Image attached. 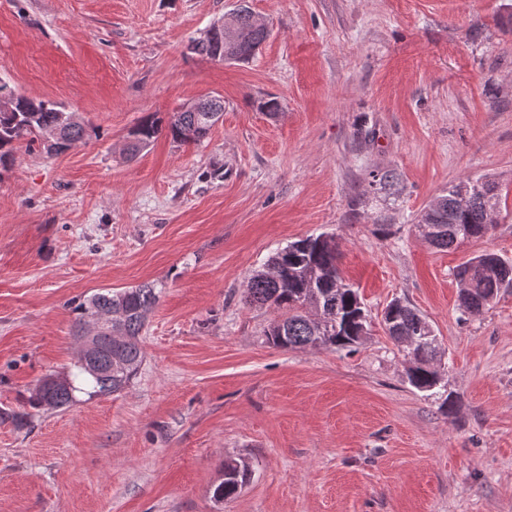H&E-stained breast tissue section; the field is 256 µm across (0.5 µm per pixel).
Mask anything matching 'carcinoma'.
Returning a JSON list of instances; mask_svg holds the SVG:
<instances>
[{
    "mask_svg": "<svg viewBox=\"0 0 512 512\" xmlns=\"http://www.w3.org/2000/svg\"><path fill=\"white\" fill-rule=\"evenodd\" d=\"M234 27L217 31L205 38L193 39L188 45L191 54L224 63H246L269 38L268 28L256 19L247 0H239L233 9ZM8 99L0 101V167L14 161L15 153L30 150L38 144L48 154H58L74 143L92 138L96 129L77 112H67L52 100L33 99L0 85ZM220 112H192L179 108L170 113L167 123L148 117L131 131L128 146L131 155L139 153L167 130L173 142L199 143L208 138L219 122ZM458 185L434 199V206L422 211L418 223L435 228L427 242L446 249L459 239H481L493 226L483 205V194L473 195L469 206L461 208ZM460 285L461 306L472 315H479L504 288H512V263L497 260V254H479L456 269ZM344 278L336 261L333 238L311 235L291 242L272 256L264 268L253 273L245 286V302L268 305L278 312L266 336L269 344L281 349L306 347H347L360 340L357 320L364 311L353 288L337 287ZM160 289L151 283L120 290L98 292L74 307V336H80L83 325L93 314H115L112 325L100 328L95 340L94 364L75 363L77 375L87 388L69 380L65 385L37 386L25 399L32 410L64 409L76 402V393L90 397L119 393L137 375L144 352L139 336L159 301ZM394 310L397 326L402 330L416 327L424 317L412 306L399 300ZM424 360L413 359L407 374L408 382L418 390L434 388L437 370L426 359L435 349L421 351ZM246 482V475L237 470L236 461H224V478L215 486L213 498L221 502L234 497Z\"/></svg>",
    "mask_w": 512,
    "mask_h": 512,
    "instance_id": "cac0c4a2",
    "label": "carcinoma"
}]
</instances>
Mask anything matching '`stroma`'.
<instances>
[{
  "label": "stroma",
  "mask_w": 512,
  "mask_h": 512,
  "mask_svg": "<svg viewBox=\"0 0 512 512\" xmlns=\"http://www.w3.org/2000/svg\"><path fill=\"white\" fill-rule=\"evenodd\" d=\"M236 4L0 0V83L100 132L0 173V409L72 371L79 301L162 290L128 389L0 420V512H512V288L472 315L454 276L512 261V0H249L271 29L253 60L189 54ZM207 95L224 101L207 139L125 159L147 115ZM485 176L492 231L426 243L428 202ZM320 233L369 331L274 348L245 282ZM396 298L437 337L432 391L382 324ZM228 459L251 477L218 503Z\"/></svg>",
  "instance_id": "35a3bbf8"
}]
</instances>
